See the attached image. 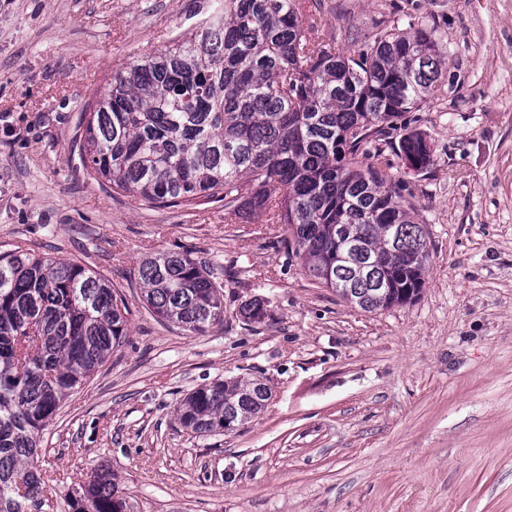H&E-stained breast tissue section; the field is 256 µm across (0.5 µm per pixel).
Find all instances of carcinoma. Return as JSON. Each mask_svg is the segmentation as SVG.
I'll return each mask as SVG.
<instances>
[{"mask_svg": "<svg viewBox=\"0 0 512 512\" xmlns=\"http://www.w3.org/2000/svg\"><path fill=\"white\" fill-rule=\"evenodd\" d=\"M302 0H216L190 30L112 73L84 113L87 175L151 207L224 203L283 224L286 264L374 312L411 303L430 251L382 145L442 76L436 29L376 24L349 54L304 25ZM400 159L427 169L418 132ZM148 310L203 335L224 323L222 283L189 252L141 260ZM112 282L78 262L0 253V512H42L55 470L39 465L42 432L71 390L128 336ZM259 322L265 302L241 305ZM271 392L260 380L215 381L188 394L181 426L201 435L244 424ZM67 512H123L114 473L95 469Z\"/></svg>", "mask_w": 512, "mask_h": 512, "instance_id": "1", "label": "carcinoma"}]
</instances>
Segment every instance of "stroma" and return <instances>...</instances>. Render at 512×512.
Here are the masks:
<instances>
[{
  "label": "stroma",
  "mask_w": 512,
  "mask_h": 512,
  "mask_svg": "<svg viewBox=\"0 0 512 512\" xmlns=\"http://www.w3.org/2000/svg\"><path fill=\"white\" fill-rule=\"evenodd\" d=\"M207 0H0V253L104 273L125 344L63 401L40 453L54 499L105 465L125 512H512V0H318L347 52L377 22L428 23L444 77L407 126L431 148L399 168L430 248L417 300L367 312L285 266L286 231L220 203L154 208L88 178L82 114L131 56L193 27ZM190 251L224 284V322L193 336L149 312L144 257ZM262 298L259 322L239 314ZM262 379L266 408L184 429L194 389Z\"/></svg>",
  "instance_id": "stroma-1"
}]
</instances>
